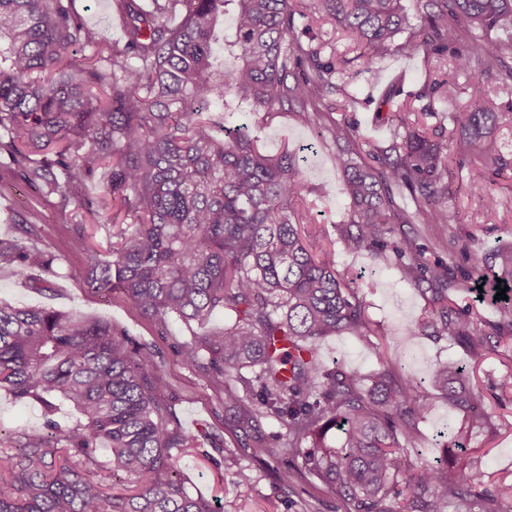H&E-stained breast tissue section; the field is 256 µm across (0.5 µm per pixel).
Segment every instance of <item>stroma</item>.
I'll return each mask as SVG.
<instances>
[{
	"label": "stroma",
	"mask_w": 512,
	"mask_h": 512,
	"mask_svg": "<svg viewBox=\"0 0 512 512\" xmlns=\"http://www.w3.org/2000/svg\"><path fill=\"white\" fill-rule=\"evenodd\" d=\"M82 21L94 28L101 40L113 47L125 42V21L115 0H76ZM428 68L421 57L398 53L378 64L376 82L370 83L360 65H353L349 89L364 100L356 112L336 113V120H355L363 140L389 145L394 126L387 114H375L369 98L395 80H403L413 91L425 81ZM226 125L242 128L258 137L265 152L274 155L282 147L304 151L305 194L313 214L311 231L324 236L333 245L336 267L353 277L363 295L369 319L379 328L380 354L363 348L355 337L332 336L319 345L325 366H344L364 372L389 363L400 374L420 383V391L430 405L427 418L419 425L418 450L429 462L442 456L444 433L456 426L462 413L448 410V402L430 383L432 369L441 362H456L473 369L475 382L484 399L486 428L473 434L472 458L490 473L495 483L512 484V393L503 394L497 379L505 368H512V336L502 337L495 349L482 356L470 355L449 337L412 336L409 324L420 318L428 306L426 293L407 282L385 257L372 251L349 247L344 239L348 202L337 192L341 181L335 164L336 146L320 128L300 124L293 114L282 112L263 116L245 110L227 113ZM9 159L0 154V239H16L24 246L38 248L55 257L54 271L46 275L40 288L30 287L10 268H0V304L50 307L62 313L77 312L85 317L112 324L137 341L152 347L172 399L180 426L195 432L198 442L180 457L181 479L193 494L209 499L217 512H344L342 501L310 476L289 483L280 482L277 469L292 465V458L279 464L259 460V443L275 441L281 426L273 420H260L256 428L239 423L234 411L224 405V381L205 376L179 353L192 330L181 321L170 323L167 333H158L153 322L141 315L129 298L119 290L99 292L86 284L84 268L87 251L106 254L116 242V228L92 224L85 211L61 208L58 196L21 182L8 167ZM476 166L473 156L464 155L451 162L452 193L446 204L448 221L444 224H420L416 242L424 247L428 262H440L453 269L448 292L459 306H478L488 320H495L490 303L476 304L467 277L475 258L486 260L488 272L500 269L494 252L512 247V192L506 186L511 179L499 178L488 184L501 206L497 218L485 220L481 198L471 186ZM87 237L90 248L82 250L77 241ZM41 427L37 411L20 404L0 389V451H10L18 434L35 433ZM251 469L248 486L235 482L238 467Z\"/></svg>",
	"instance_id": "1"
}]
</instances>
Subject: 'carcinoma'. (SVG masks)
<instances>
[{
    "mask_svg": "<svg viewBox=\"0 0 512 512\" xmlns=\"http://www.w3.org/2000/svg\"><path fill=\"white\" fill-rule=\"evenodd\" d=\"M74 0H0V141L25 183L73 203L91 216L81 185L109 162L112 215L126 225L101 259L89 254L90 287L121 289L161 334L173 320L197 326L181 355L206 376L224 378V404L251 427L262 418L285 433L257 454L277 462L292 454L297 469L339 496L346 512H512V486L490 488L477 463L437 466L410 459L429 412L416 381L394 369L327 368L319 342L347 333L369 351L378 335L351 278L334 252L314 249L306 234L301 167L288 149L260 151L257 139L224 125L231 106L286 110L306 125L331 112H352L343 65L321 57L320 32L295 16L329 20L353 37L373 81L379 60L398 52L423 56L441 77L403 94L384 89L376 112L406 110L437 119L434 133L399 120L391 146L360 138L354 123L330 120L337 146L339 193L349 201L348 241L377 249L404 277L428 285L431 310L412 336H450L479 355L493 336L512 335V299L498 300L497 320L461 312L448 298L449 267L428 264L404 226L446 224L442 204L454 152L483 162L472 176L486 181L512 168L496 131L512 120V102L497 105L486 87L512 85V0H116L127 21L123 49L98 38ZM231 27L218 35L225 16ZM463 19V35L451 21ZM409 34L405 41L400 36ZM91 48L81 59L73 45ZM473 92L455 110L457 77ZM339 95L338 106L325 99ZM452 125L445 136V124ZM44 150L34 161L27 148ZM417 203L397 207L394 191ZM502 271L488 277L475 259L476 281L508 287L512 251L498 253ZM55 256L0 240V267L21 277L53 272ZM230 320L209 327L218 313ZM433 385L448 408L470 412L454 433L467 449L485 418L465 369L436 365ZM0 388L34 407L41 432L16 439L0 456V512H214L176 478L179 455L196 435L174 425L157 353L101 321L47 307L0 305ZM112 477L135 487L108 492L95 477L99 453Z\"/></svg>",
    "mask_w": 512,
    "mask_h": 512,
    "instance_id": "1",
    "label": "carcinoma"
}]
</instances>
